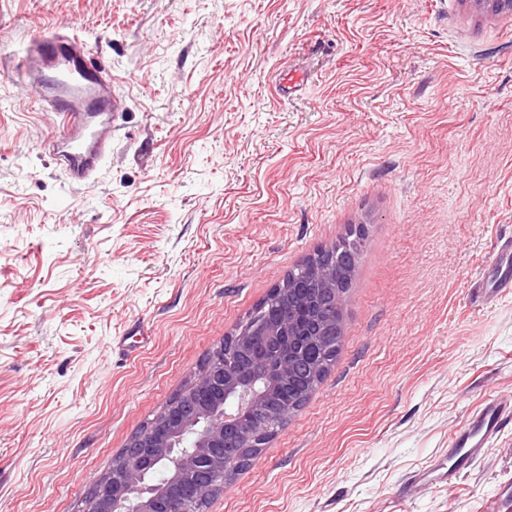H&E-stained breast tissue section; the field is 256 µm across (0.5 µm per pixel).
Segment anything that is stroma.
<instances>
[{"instance_id":"stroma-1","label":"stroma","mask_w":512,"mask_h":512,"mask_svg":"<svg viewBox=\"0 0 512 512\" xmlns=\"http://www.w3.org/2000/svg\"><path fill=\"white\" fill-rule=\"evenodd\" d=\"M75 27L124 100L70 185L57 114L0 71V512H87L129 438L288 271L367 234L340 352L204 512H480L512 424V15L473 0H0V63ZM293 90H283L290 76ZM494 254V281L491 287H475L479 293L476 297L483 302L491 300L497 293L509 292L512 289V237L500 240L495 246ZM506 420L512 421V401H490L463 432L451 439L447 471L434 475L443 469L438 467L431 473L416 477L414 481L417 484L427 485L435 479H447L448 485H451L484 452L485 448L491 445Z\"/></svg>"}]
</instances>
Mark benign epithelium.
<instances>
[{
	"label": "benign epithelium",
	"instance_id": "obj_1",
	"mask_svg": "<svg viewBox=\"0 0 512 512\" xmlns=\"http://www.w3.org/2000/svg\"><path fill=\"white\" fill-rule=\"evenodd\" d=\"M315 272L323 295L342 304L343 297L336 296V267L325 265ZM231 339L244 357L252 355L257 341H263L276 355L274 364L263 376H252L224 354V345L215 347L199 377L181 390L183 402L166 404L147 430L133 434L113 460L112 475L97 481L93 497L98 512H177L172 488L190 486L203 496L211 491L205 474L219 473L227 482L240 469V451L264 428L256 422L253 432H248L245 417L252 411H266L273 390L289 384L308 394L314 391L296 360L292 326L272 318ZM187 432L195 434V440L185 448L182 437ZM160 461L168 466L170 488L131 498Z\"/></svg>",
	"mask_w": 512,
	"mask_h": 512
}]
</instances>
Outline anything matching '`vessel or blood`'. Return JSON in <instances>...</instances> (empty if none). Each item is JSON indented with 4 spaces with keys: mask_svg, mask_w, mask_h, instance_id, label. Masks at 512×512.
<instances>
[{
    "mask_svg": "<svg viewBox=\"0 0 512 512\" xmlns=\"http://www.w3.org/2000/svg\"><path fill=\"white\" fill-rule=\"evenodd\" d=\"M13 76L28 81L36 103L49 105L61 119L63 132L53 138L56 159L67 181L83 184L99 168L112 141L115 90L112 74L92 58L75 29L35 39L17 55ZM494 281L479 287V299L512 290V237L494 249ZM512 421V401H490L468 427L450 441L448 469L456 480L488 448L505 421Z\"/></svg>",
    "mask_w": 512,
    "mask_h": 512,
    "instance_id": "obj_1",
    "label": "vessel or blood"
}]
</instances>
